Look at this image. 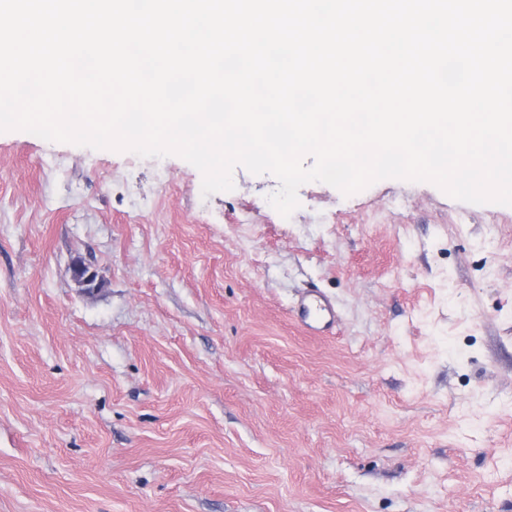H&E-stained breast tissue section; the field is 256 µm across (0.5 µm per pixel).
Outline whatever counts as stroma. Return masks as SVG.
I'll use <instances>...</instances> for the list:
<instances>
[{"label": "stroma", "instance_id": "obj_1", "mask_svg": "<svg viewBox=\"0 0 512 512\" xmlns=\"http://www.w3.org/2000/svg\"><path fill=\"white\" fill-rule=\"evenodd\" d=\"M233 180L0 132V512H512V207ZM299 316L307 327L316 330L329 329L336 323L334 305L317 291L310 292L302 299Z\"/></svg>", "mask_w": 512, "mask_h": 512}]
</instances>
